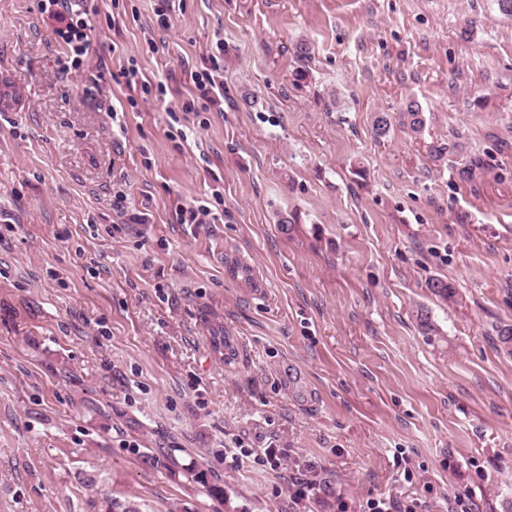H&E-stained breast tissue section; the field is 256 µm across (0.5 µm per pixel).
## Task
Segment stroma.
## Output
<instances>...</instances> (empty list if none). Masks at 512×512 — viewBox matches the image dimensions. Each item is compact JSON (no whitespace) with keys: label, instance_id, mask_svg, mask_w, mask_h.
<instances>
[{"label":"stroma","instance_id":"1","mask_svg":"<svg viewBox=\"0 0 512 512\" xmlns=\"http://www.w3.org/2000/svg\"><path fill=\"white\" fill-rule=\"evenodd\" d=\"M39 4L0 0V72L24 103L0 112V512H292L285 488L310 469L315 512H450L459 494L507 512L512 16L497 0H91L92 50L65 75ZM131 55L148 89L123 77ZM212 66L220 109L191 79ZM377 112L393 118L379 140ZM216 190L214 220L178 223ZM232 256L262 294L225 279ZM440 277L458 304L432 294ZM216 335L238 338L233 362ZM237 443L288 458L235 472ZM162 457V460H161ZM148 456L149 460L156 463L158 466L160 464L170 475H176L182 473L188 481H191L195 484H199L206 492L215 493L220 492L221 489L215 485H210L207 473L199 469L196 465L184 467V465H180L178 461L173 458H165L162 456Z\"/></svg>","mask_w":512,"mask_h":512}]
</instances>
